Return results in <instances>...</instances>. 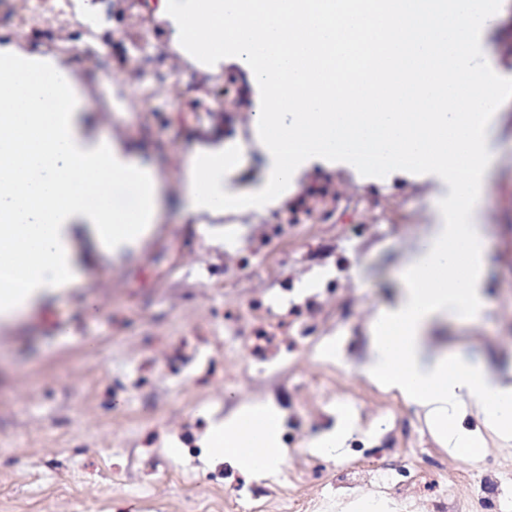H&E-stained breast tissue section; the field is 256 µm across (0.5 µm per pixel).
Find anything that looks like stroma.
Instances as JSON below:
<instances>
[{
    "label": "stroma",
    "instance_id": "35a3bbf8",
    "mask_svg": "<svg viewBox=\"0 0 512 512\" xmlns=\"http://www.w3.org/2000/svg\"><path fill=\"white\" fill-rule=\"evenodd\" d=\"M502 21L478 29L476 62L512 73V0ZM185 112H139L126 104L77 112L81 127L118 142L151 163L168 201L140 249L114 258L82 244L81 280L16 322L0 326V512H285L294 493L316 494L304 475L314 439L332 430L348 394L362 452L394 464L442 463L466 482L460 499L474 502L483 470L439 444L424 414L363 375L371 317L393 304L400 271L441 223L447 183L428 170H381L359 177L368 191L425 209L428 224H376L371 213L348 224H297L288 209L300 189L337 181L342 166L315 162L300 171L279 206L224 225L212 245L197 216L179 207L183 170L195 149L223 143L252 120L241 101L223 112L217 101L189 94ZM488 184L480 215L488 258L485 310L472 323L438 322L432 344L512 378V99L490 116ZM228 308L248 310L241 323ZM304 322L310 335L288 337L280 365L260 364L250 335L262 321ZM335 340L337 362L322 360ZM281 411L288 477L211 463L207 430L242 402ZM394 416L391 428L378 413ZM461 425L484 444L492 465L512 469V438L466 415Z\"/></svg>",
    "mask_w": 512,
    "mask_h": 512
}]
</instances>
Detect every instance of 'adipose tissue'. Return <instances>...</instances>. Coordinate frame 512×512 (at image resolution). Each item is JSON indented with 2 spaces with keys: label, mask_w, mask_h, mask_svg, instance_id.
I'll return each mask as SVG.
<instances>
[{
  "label": "adipose tissue",
  "mask_w": 512,
  "mask_h": 512,
  "mask_svg": "<svg viewBox=\"0 0 512 512\" xmlns=\"http://www.w3.org/2000/svg\"><path fill=\"white\" fill-rule=\"evenodd\" d=\"M496 19L488 0H194L177 19L180 30L205 35L201 53L231 54L264 91L255 113L260 183L242 196L224 182L246 143L198 149L185 173V213L275 206L311 161L369 169L365 148L375 141L394 167H426L447 182L448 221L415 250L398 299L377 313L362 373L423 411L439 443L468 458L480 451L460 425L468 412L512 436V382L432 349L426 333L437 321L476 319L485 306L478 206L487 119L512 95V73L473 65L472 35ZM464 92L473 111H449ZM11 98L14 111L0 116L2 322L79 281L78 236L122 256L139 247L161 206L159 177L121 147L80 149L74 90L16 48L0 68V99ZM438 139L447 155H434ZM115 183L137 192L136 207H114ZM280 423L273 405L245 403L212 423L208 442L217 459L273 471L285 462Z\"/></svg>",
  "instance_id": "ef3b65f1"
}]
</instances>
